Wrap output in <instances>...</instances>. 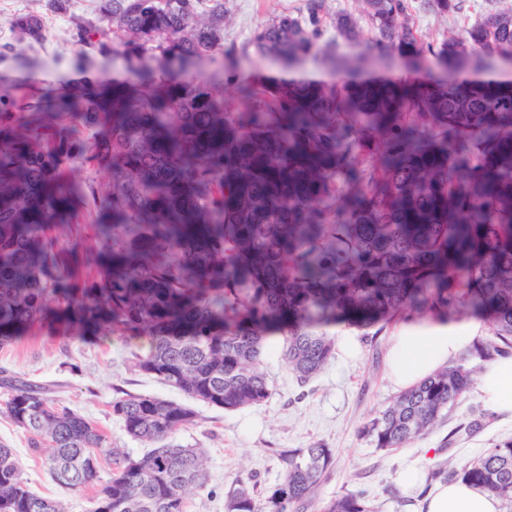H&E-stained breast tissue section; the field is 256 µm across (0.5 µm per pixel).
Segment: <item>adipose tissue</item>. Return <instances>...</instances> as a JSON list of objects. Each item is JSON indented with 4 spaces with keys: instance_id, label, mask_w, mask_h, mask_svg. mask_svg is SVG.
<instances>
[{
    "instance_id": "adipose-tissue-1",
    "label": "adipose tissue",
    "mask_w": 512,
    "mask_h": 512,
    "mask_svg": "<svg viewBox=\"0 0 512 512\" xmlns=\"http://www.w3.org/2000/svg\"><path fill=\"white\" fill-rule=\"evenodd\" d=\"M474 326L446 322L405 323L392 339L390 374L409 388L455 359L474 339ZM479 389L494 410L512 413V358L489 364ZM421 512H500L499 499L458 480L436 484L425 496Z\"/></svg>"
}]
</instances>
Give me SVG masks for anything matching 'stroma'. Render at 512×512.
Masks as SVG:
<instances>
[{
    "label": "stroma",
    "instance_id": "stroma-1",
    "mask_svg": "<svg viewBox=\"0 0 512 512\" xmlns=\"http://www.w3.org/2000/svg\"><path fill=\"white\" fill-rule=\"evenodd\" d=\"M409 21L426 41H438L460 33L469 22L497 8V0H465L453 19L423 12L419 0H410ZM305 0H224V53L204 59L198 73L208 74L229 62H237L235 83L225 84L226 99H235L236 83H261L273 78L327 79L333 70L324 48L354 60L356 48L337 36L334 18L346 10L361 15V0H324V35L314 56L285 65L258 58L252 36L255 30L283 14L304 15ZM40 0H0V87L24 85L35 89L52 85L66 92L82 83V74L72 70V22L67 17L46 19V39L28 45L11 29L16 13L36 11ZM58 246L76 253L85 264L84 273L96 277V262L111 249L116 230L112 222L90 218L55 225ZM397 322L385 324L379 336L357 335L355 355L337 350L323 372L308 384H299L280 356L265 358L273 392L257 407L225 411L195 401L193 426L181 429L178 443L202 449L209 480L205 489L189 500L188 512H224V492L236 481L265 489L281 476L278 451L302 448L313 442L335 450V463L323 477L315 499H329L355 490L365 491L377 512H419L426 481L404 488L400 475L420 464L432 469L442 460L462 465L478 458L491 443L512 437V414L493 411L479 389H472L451 412L444 425L426 432L407 447L379 451L360 429L399 395L388 365L391 337ZM148 348L145 338L126 336L105 329L96 333L61 335L55 324L45 322L14 342L0 346V372L35 382L55 403L70 407L97 423L109 443L142 456L143 444L129 439L112 413V401L125 393L154 394L184 401V394L135 371L132 353ZM0 442L14 448L31 488L45 497L60 499L67 512H88V493L59 488L50 478L41 456L32 454L26 436L0 411Z\"/></svg>",
    "mask_w": 512,
    "mask_h": 512
}]
</instances>
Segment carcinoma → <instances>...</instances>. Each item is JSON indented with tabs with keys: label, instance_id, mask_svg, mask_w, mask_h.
<instances>
[{
	"label": "carcinoma",
	"instance_id": "cac0c4a2",
	"mask_svg": "<svg viewBox=\"0 0 512 512\" xmlns=\"http://www.w3.org/2000/svg\"><path fill=\"white\" fill-rule=\"evenodd\" d=\"M44 12L13 16L30 44L45 14L75 22L72 68L101 24L128 69L152 52L160 75L125 87L89 82L76 94L23 85L0 91V345L54 315L65 329L110 327L144 336L133 366L186 397L233 411L272 395L263 370L268 338L300 384L335 355L327 329L368 330L397 317L488 320L490 334L361 428L378 450L403 448L444 422L483 365L512 358V7L466 24L461 38L426 42L399 18L408 0H363L375 31L359 41V18L336 14V32L358 60L389 65L395 53L444 76L413 84L284 79L239 84L242 107L220 85L235 67L172 77L224 54V0H97L95 19L74 0H42ZM462 0H420L426 13L455 18ZM324 0L306 16L283 15L259 29L262 56L305 59L318 49ZM111 174L85 184L83 204L112 209L125 240L88 282L65 268L52 225L70 210L69 164ZM5 413L34 452L47 450L56 483L91 491L88 512H188L205 486L199 448L174 442L195 422L175 400L130 394L112 401L125 434L151 445L141 457L108 444L83 414L54 404L45 388L5 378ZM281 478L257 490L224 492V512H309L334 449L321 442L279 452ZM110 467L102 479V465ZM462 479L512 512V438L477 460H443L433 479ZM0 512H66L34 493L16 452L0 442ZM319 512H376L361 491Z\"/></svg>",
	"mask_w": 512,
	"mask_h": 512
}]
</instances>
